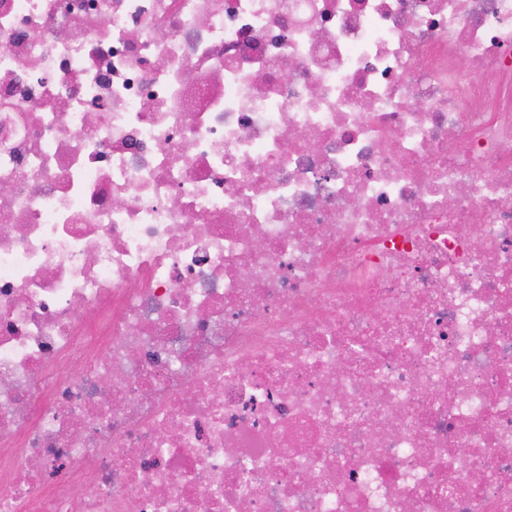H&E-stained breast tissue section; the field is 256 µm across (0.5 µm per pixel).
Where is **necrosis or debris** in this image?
Instances as JSON below:
<instances>
[{"label": "necrosis or debris", "mask_w": 512, "mask_h": 512, "mask_svg": "<svg viewBox=\"0 0 512 512\" xmlns=\"http://www.w3.org/2000/svg\"><path fill=\"white\" fill-rule=\"evenodd\" d=\"M0 512H512V0H0Z\"/></svg>", "instance_id": "necrosis-or-debris-1"}]
</instances>
